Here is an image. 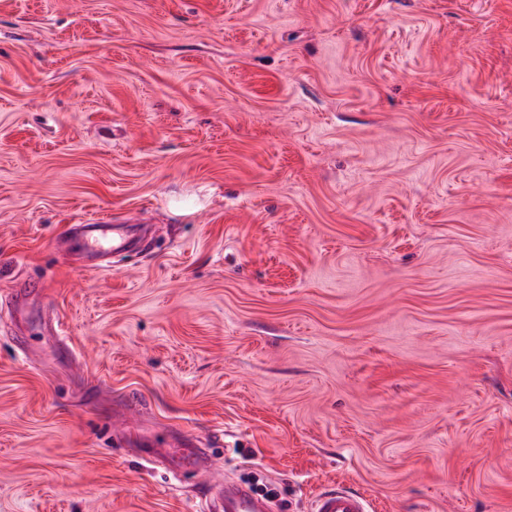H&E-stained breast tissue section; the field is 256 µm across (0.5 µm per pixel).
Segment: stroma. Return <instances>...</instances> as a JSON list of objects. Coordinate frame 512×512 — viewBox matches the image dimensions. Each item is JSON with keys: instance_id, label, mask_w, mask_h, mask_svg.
Wrapping results in <instances>:
<instances>
[{"instance_id": "1", "label": "stroma", "mask_w": 512, "mask_h": 512, "mask_svg": "<svg viewBox=\"0 0 512 512\" xmlns=\"http://www.w3.org/2000/svg\"><path fill=\"white\" fill-rule=\"evenodd\" d=\"M220 476L512 512V0H0V512ZM75 226L83 229L82 238L87 251H115L127 244L123 232H120L112 224H105V221L97 220L90 222V224H73L71 230ZM153 464L174 465L183 473H191L201 463L200 448H195L186 437L179 448H143L141 456Z\"/></svg>"}]
</instances>
